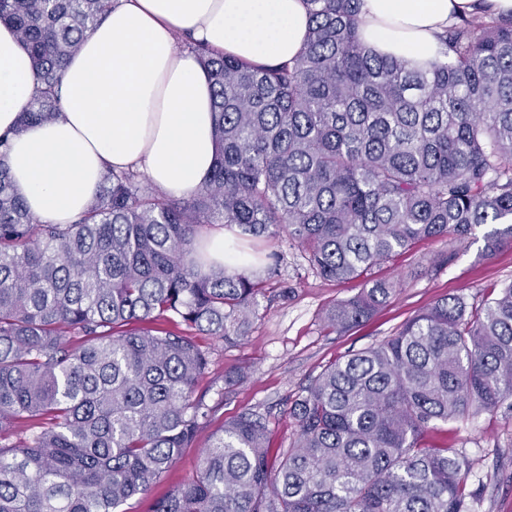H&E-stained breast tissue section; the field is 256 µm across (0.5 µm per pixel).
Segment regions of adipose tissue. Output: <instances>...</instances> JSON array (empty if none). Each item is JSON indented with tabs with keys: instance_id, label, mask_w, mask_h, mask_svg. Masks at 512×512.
Wrapping results in <instances>:
<instances>
[{
	"instance_id": "ef3b65f1",
	"label": "adipose tissue",
	"mask_w": 512,
	"mask_h": 512,
	"mask_svg": "<svg viewBox=\"0 0 512 512\" xmlns=\"http://www.w3.org/2000/svg\"><path fill=\"white\" fill-rule=\"evenodd\" d=\"M512 15V0H362L359 38L379 56L427 66L457 17ZM308 31L303 0H118L68 62L63 110L23 125L37 88L29 52L0 22V134L17 195L46 224L86 211L107 169L144 168L174 196L214 163L211 86L178 38L255 64L294 58Z\"/></svg>"
}]
</instances>
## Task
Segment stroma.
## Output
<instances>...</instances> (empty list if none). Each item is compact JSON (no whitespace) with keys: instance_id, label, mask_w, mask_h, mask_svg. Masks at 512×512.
<instances>
[{"instance_id":"obj_1","label":"stroma","mask_w":512,"mask_h":512,"mask_svg":"<svg viewBox=\"0 0 512 512\" xmlns=\"http://www.w3.org/2000/svg\"><path fill=\"white\" fill-rule=\"evenodd\" d=\"M224 245L228 254L262 277L258 312L238 343L197 337L211 364L198 379L196 393L217 411L198 432L194 447L184 451L148 494L130 499L125 512H152L158 499L195 476L200 450L210 444L214 429L241 413L265 418L271 448L290 447L298 429L289 408L330 364L394 336L409 318L442 298L456 296L479 305L512 281V245L489 255L479 233L462 241L450 236L421 241L369 271V279L393 283L395 293L370 319L340 333L328 326L326 314L354 295L358 283L322 278L284 230L255 238L228 226ZM274 254L279 262L269 276L265 270ZM428 440L467 453L468 487L476 492L470 512H512V406L437 425Z\"/></svg>"}]
</instances>
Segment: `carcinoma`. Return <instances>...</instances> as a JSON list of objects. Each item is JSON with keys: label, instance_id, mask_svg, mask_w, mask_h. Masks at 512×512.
I'll list each match as a JSON object with an SVG mask.
<instances>
[{"label": "carcinoma", "instance_id": "obj_1", "mask_svg": "<svg viewBox=\"0 0 512 512\" xmlns=\"http://www.w3.org/2000/svg\"><path fill=\"white\" fill-rule=\"evenodd\" d=\"M302 50L257 65L194 43L212 89L213 167L187 197L109 170L87 211L44 224L0 153V512H121L191 448L215 408L192 335L231 342L256 314L253 272L202 268L199 234L283 229L324 278L362 282L327 314L348 331L393 284L370 269L424 239L512 244V17L463 19L426 68L372 54L360 0H303ZM114 0H0L40 89L21 126L55 119L61 78ZM512 398V281L471 309L445 297L329 365L273 455L243 412L153 512H468L470 461L431 425Z\"/></svg>", "mask_w": 512, "mask_h": 512}]
</instances>
